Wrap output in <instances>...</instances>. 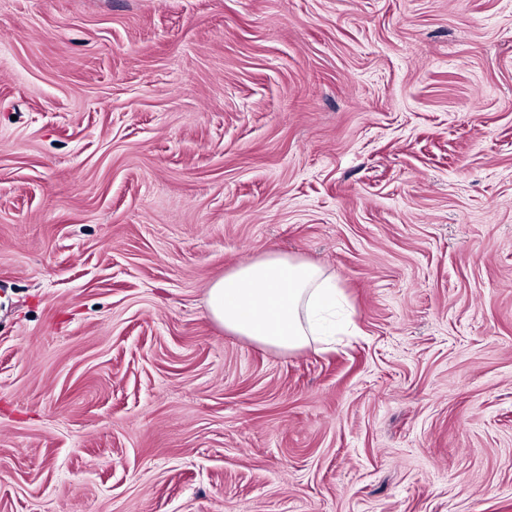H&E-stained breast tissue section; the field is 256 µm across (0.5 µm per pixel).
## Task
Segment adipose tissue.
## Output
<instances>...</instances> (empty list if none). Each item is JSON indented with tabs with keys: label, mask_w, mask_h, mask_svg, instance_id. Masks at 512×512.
I'll return each instance as SVG.
<instances>
[{
	"label": "adipose tissue",
	"mask_w": 512,
	"mask_h": 512,
	"mask_svg": "<svg viewBox=\"0 0 512 512\" xmlns=\"http://www.w3.org/2000/svg\"><path fill=\"white\" fill-rule=\"evenodd\" d=\"M336 285L322 267L270 252L236 267L207 289L211 318L263 347L295 351L328 335Z\"/></svg>",
	"instance_id": "obj_1"
}]
</instances>
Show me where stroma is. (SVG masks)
<instances>
[{"label": "stroma", "instance_id": "obj_1", "mask_svg": "<svg viewBox=\"0 0 512 512\" xmlns=\"http://www.w3.org/2000/svg\"><path fill=\"white\" fill-rule=\"evenodd\" d=\"M0 512H512V0H0ZM336 284L325 270L280 252L236 267L207 288L210 317L263 347L295 351L314 336H333L326 315Z\"/></svg>", "mask_w": 512, "mask_h": 512}]
</instances>
